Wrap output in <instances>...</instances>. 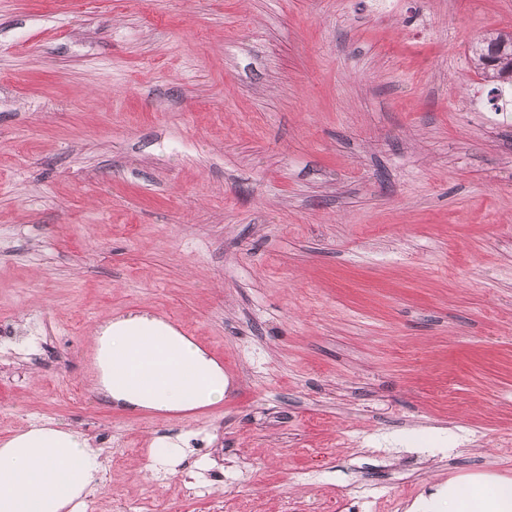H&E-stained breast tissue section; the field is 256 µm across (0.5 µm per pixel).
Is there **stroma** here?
<instances>
[{
	"label": "stroma",
	"mask_w": 512,
	"mask_h": 512,
	"mask_svg": "<svg viewBox=\"0 0 512 512\" xmlns=\"http://www.w3.org/2000/svg\"><path fill=\"white\" fill-rule=\"evenodd\" d=\"M495 31L512 0H0V442L88 437L71 512H448L512 481ZM133 311L190 328L223 403L104 400L92 331ZM475 68L488 80L496 81L500 89H512V33L500 31L484 38L472 47Z\"/></svg>",
	"instance_id": "obj_1"
}]
</instances>
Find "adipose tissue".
I'll return each mask as SVG.
<instances>
[{
    "instance_id": "obj_1",
    "label": "adipose tissue",
    "mask_w": 512,
    "mask_h": 512,
    "mask_svg": "<svg viewBox=\"0 0 512 512\" xmlns=\"http://www.w3.org/2000/svg\"><path fill=\"white\" fill-rule=\"evenodd\" d=\"M101 392L114 406L177 412L224 400V368L164 322L132 315L96 330ZM99 451L82 434L33 424L0 443V512H66L98 486Z\"/></svg>"
}]
</instances>
